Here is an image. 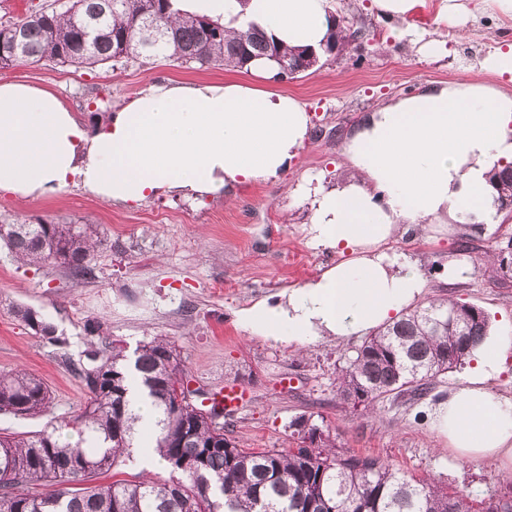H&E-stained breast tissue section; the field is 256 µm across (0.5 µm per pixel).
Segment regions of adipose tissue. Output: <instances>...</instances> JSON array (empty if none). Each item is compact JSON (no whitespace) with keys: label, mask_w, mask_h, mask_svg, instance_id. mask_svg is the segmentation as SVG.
Listing matches in <instances>:
<instances>
[{"label":"adipose tissue","mask_w":512,"mask_h":512,"mask_svg":"<svg viewBox=\"0 0 512 512\" xmlns=\"http://www.w3.org/2000/svg\"><path fill=\"white\" fill-rule=\"evenodd\" d=\"M396 35L426 56L449 27L464 28V0H437L436 37L414 18L425 0H374ZM181 12L253 23L283 45L320 48L333 24L331 0H179ZM512 44L479 72L404 97L368 115L348 140L342 185L314 188L315 245L342 253L336 265L240 323L275 341L316 342L364 335L418 302L427 286L405 254L383 250L400 229L453 220L496 224L488 174L512 162ZM309 134L305 106L276 91L228 82L155 83L131 104L88 128L53 91L0 80V190L38 198L67 187L116 205L157 195L216 197L249 183L277 182ZM512 338L492 336L474 364L427 417L460 459L489 458L512 475V397L489 384L505 370Z\"/></svg>","instance_id":"obj_1"}]
</instances>
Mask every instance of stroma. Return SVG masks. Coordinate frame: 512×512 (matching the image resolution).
<instances>
[{
	"label": "stroma",
	"mask_w": 512,
	"mask_h": 512,
	"mask_svg": "<svg viewBox=\"0 0 512 512\" xmlns=\"http://www.w3.org/2000/svg\"><path fill=\"white\" fill-rule=\"evenodd\" d=\"M336 2L337 14L362 19L375 42L349 46L320 60L313 73L275 82V89L300 100L310 120L308 140L278 183L241 185L225 198L162 195L135 206L109 203L76 185L37 199L0 194V221H89L101 239L95 274L86 279L53 263L21 265L0 246V372L26 369L51 394L41 416L0 414V435L36 432L79 412L88 392L73 366L90 340L86 326L97 323L103 341H119L130 355L154 337L175 341L183 368L203 396L241 388L240 405L225 416L224 427L244 447H296L292 423L305 415L328 425L340 448L380 456L471 498L512 490L494 462L458 460L425 417L426 407L457 383L459 369L437 375L428 398L388 397L368 412L340 399L336 387L339 370L362 337L276 342L250 335L238 323L241 311L339 261L336 250L311 242V201L301 187L310 177L329 187L339 183L348 167L345 140L361 121L386 103L456 80L500 44L512 43V22L484 11L465 32L449 31L438 56L425 58L396 37L373 0ZM4 75L56 91L91 129L156 82L251 78L243 69L163 60L92 72L21 64ZM510 236L512 223L450 224L392 237L386 248L406 253L422 269L429 283L426 299L449 296L478 306L490 326L512 336V280H491L479 271L485 252ZM463 240L471 250L460 251ZM452 265L461 267V275L449 276ZM21 308L54 325L67 346L36 335L18 317Z\"/></svg>",
	"instance_id": "1"
}]
</instances>
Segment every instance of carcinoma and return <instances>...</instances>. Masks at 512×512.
<instances>
[{
  "mask_svg": "<svg viewBox=\"0 0 512 512\" xmlns=\"http://www.w3.org/2000/svg\"><path fill=\"white\" fill-rule=\"evenodd\" d=\"M175 0H64L22 18L0 21V70L20 64L53 63L93 69L166 59L181 65L245 69L265 57L277 65L275 78L293 79L317 58L288 48L250 24L238 31L206 17L181 13ZM153 18L168 34L142 45L140 25ZM20 32L19 41L13 33ZM364 23L340 16L325 47L338 51L361 39ZM502 222L512 220V164L490 177ZM14 259L25 265L54 262L83 276L100 239L97 225L44 220L16 225L1 236ZM483 274L512 278V238L487 254ZM18 316L37 335L61 347L56 329L29 308ZM489 320L479 307L434 298L378 328L339 371L337 392L360 399L371 410L380 399L401 392L422 398L432 378L464 363L487 336ZM74 370L90 386L80 412L58 427L31 435L0 436V512H512V495H490L474 505L467 496L417 478L379 456L338 449L330 430L300 416L297 434L320 433L319 443L288 449L243 448L224 434V425L198 404L174 405L176 384L186 373L175 342L153 338L139 346L133 365L124 347ZM138 386L156 418L150 431L136 428L139 416L130 397ZM50 394L24 369L0 374V413L35 417ZM78 437L63 439L62 431ZM152 448L167 463V479L143 478L91 484L133 458V449Z\"/></svg>",
  "mask_w": 512,
  "mask_h": 512,
  "instance_id": "carcinoma-1",
  "label": "carcinoma"
}]
</instances>
